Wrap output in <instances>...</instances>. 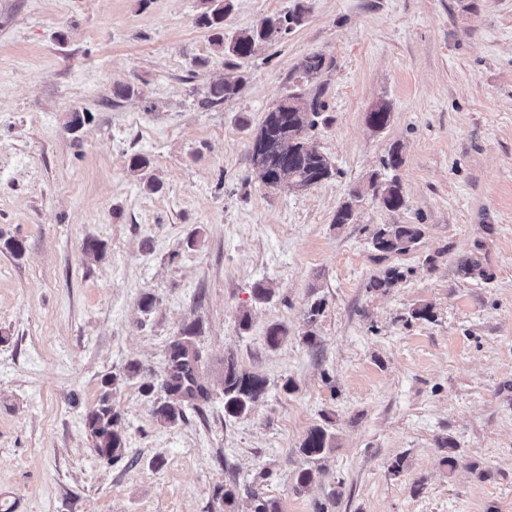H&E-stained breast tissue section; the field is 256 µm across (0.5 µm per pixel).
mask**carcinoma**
Instances as JSON below:
<instances>
[{"mask_svg":"<svg viewBox=\"0 0 512 512\" xmlns=\"http://www.w3.org/2000/svg\"><path fill=\"white\" fill-rule=\"evenodd\" d=\"M202 11L199 24L212 30L222 28L225 13L230 9L229 0H201ZM268 41L262 29L256 27L242 32L228 42L221 35L213 37V44L224 54L238 60L250 58L256 47ZM241 76L222 79L210 84L202 99L206 108H215L224 101L236 97L242 90ZM324 104L318 97L304 98L301 94L288 96L266 112L257 129L251 150H266L278 146L288 148V183H307L312 186L331 178L334 166L330 159L316 149L306 148L309 131L318 125ZM131 173L140 176L143 188L149 192L160 189L155 177L147 175L150 159L134 154L127 162ZM387 196L381 204L389 211L404 207L405 198L400 183L394 179L383 181ZM423 230L418 224H385L372 238L373 248L383 254L407 253L421 240ZM199 331L195 322L183 325L172 337L164 351V367L160 388L163 401L155 404L152 415L158 425L172 427L185 420L191 412L208 402L214 388H219L224 400V415L241 418L248 415L253 406L264 395L267 381L262 376L241 371L234 360H224V369L215 382L200 375L199 353L193 347L192 336ZM141 365L128 362L123 370L107 375L102 382V392L97 405L87 413L85 426L88 429L95 453L109 461L119 460L125 454V431L119 416L113 411L112 395L119 378L139 375ZM335 448V434L316 426L308 432L300 446V453L307 458H320Z\"/></svg>","mask_w":512,"mask_h":512,"instance_id":"1","label":"carcinoma"}]
</instances>
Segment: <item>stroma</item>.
Instances as JSON below:
<instances>
[{
  "label": "stroma",
  "instance_id": "35a3bbf8",
  "mask_svg": "<svg viewBox=\"0 0 512 512\" xmlns=\"http://www.w3.org/2000/svg\"><path fill=\"white\" fill-rule=\"evenodd\" d=\"M231 4L228 39L305 14L236 68L198 24L201 0H0V512H512V0ZM315 54L325 65L304 78ZM236 73V98L200 107ZM119 84L139 96L114 97ZM295 92L324 102L307 139L336 173L268 188L251 139ZM383 102L391 119L371 130ZM395 146L405 205L390 211L369 178ZM386 224L422 238L379 253ZM392 267L403 279L373 287ZM192 321L204 377L230 357L267 390L246 417L225 418L216 393L163 428L161 391L141 386ZM274 324L288 331L275 348ZM131 361L141 375L112 398L127 452L107 461L84 419ZM316 426L336 446L309 459ZM128 169L131 173L140 176L145 191L157 192L160 189V183L153 176H148L147 171L151 167L150 159L142 154L131 155L127 162ZM422 235L418 224H386L374 234L372 244L383 254L407 253L419 243Z\"/></svg>",
  "mask_w": 512,
  "mask_h": 512
}]
</instances>
